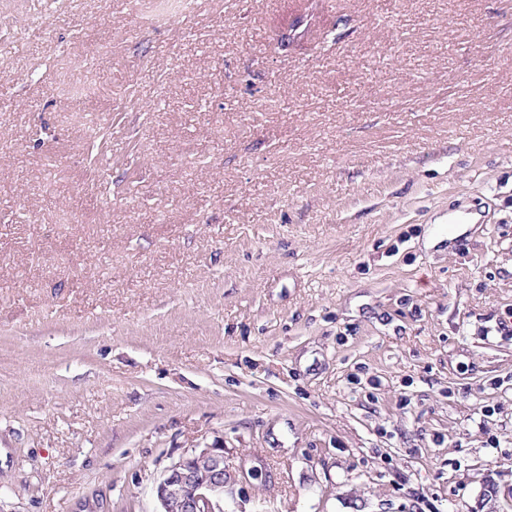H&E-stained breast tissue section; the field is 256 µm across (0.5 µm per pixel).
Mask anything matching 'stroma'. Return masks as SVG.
I'll return each instance as SVG.
<instances>
[{"instance_id":"obj_1","label":"stroma","mask_w":512,"mask_h":512,"mask_svg":"<svg viewBox=\"0 0 512 512\" xmlns=\"http://www.w3.org/2000/svg\"><path fill=\"white\" fill-rule=\"evenodd\" d=\"M145 7L0 0V512H512V0ZM156 22H164L177 14H186L192 8V0H153L149 1ZM224 448H204L163 473L155 492L158 512H224Z\"/></svg>"}]
</instances>
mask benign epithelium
I'll return each instance as SVG.
<instances>
[{
	"mask_svg": "<svg viewBox=\"0 0 512 512\" xmlns=\"http://www.w3.org/2000/svg\"><path fill=\"white\" fill-rule=\"evenodd\" d=\"M224 448H204L169 466L155 492L160 512H224Z\"/></svg>",
	"mask_w": 512,
	"mask_h": 512,
	"instance_id": "obj_1",
	"label": "benign epithelium"
}]
</instances>
